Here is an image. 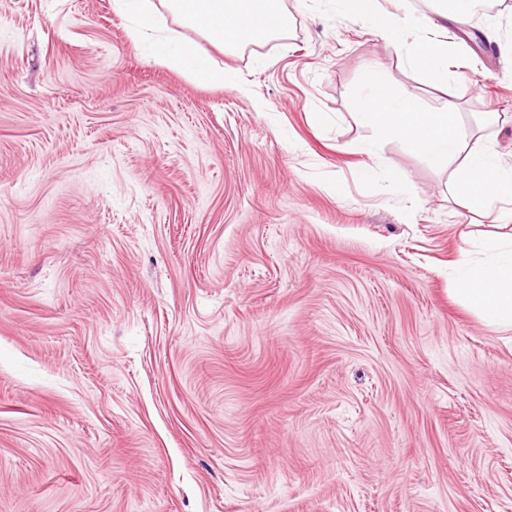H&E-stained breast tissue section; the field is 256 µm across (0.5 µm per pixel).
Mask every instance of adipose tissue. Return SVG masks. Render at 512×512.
<instances>
[{
    "mask_svg": "<svg viewBox=\"0 0 512 512\" xmlns=\"http://www.w3.org/2000/svg\"><path fill=\"white\" fill-rule=\"evenodd\" d=\"M336 12L354 16L377 29L395 50L405 46L408 18L381 11L378 0H332ZM113 9L130 24L133 40L145 46L150 60L181 70L200 83L227 84L231 78L178 34L189 28L228 48L262 41L286 31L288 15L280 0H113ZM433 85L448 84V43L420 28L417 46L409 55ZM359 121L372 131L356 142L354 151L377 156L381 140L406 139L431 165L453 170L458 192L482 209L503 198L512 199V165L504 164L481 139L469 137L456 123L452 109L423 111L417 99L372 81L357 102ZM486 260H471L461 251L456 282L469 304L487 325L512 323V234L494 238Z\"/></svg>",
    "mask_w": 512,
    "mask_h": 512,
    "instance_id": "ef3b65f1",
    "label": "adipose tissue"
}]
</instances>
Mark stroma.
<instances>
[{"label": "stroma", "instance_id": "stroma-1", "mask_svg": "<svg viewBox=\"0 0 512 512\" xmlns=\"http://www.w3.org/2000/svg\"><path fill=\"white\" fill-rule=\"evenodd\" d=\"M148 60L112 0H0V512H512V326L457 290L497 233L371 79L512 163V10L443 17L430 85L329 0Z\"/></svg>", "mask_w": 512, "mask_h": 512}]
</instances>
